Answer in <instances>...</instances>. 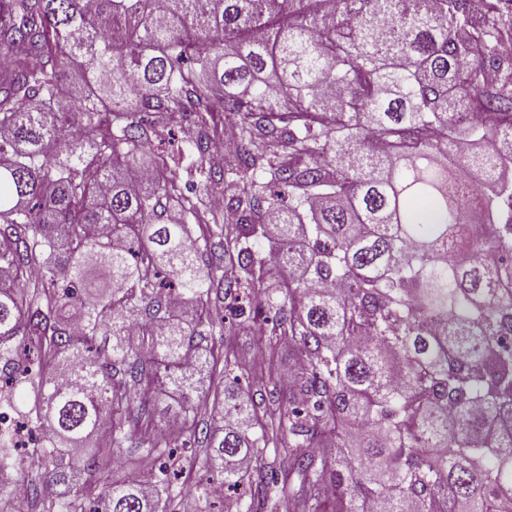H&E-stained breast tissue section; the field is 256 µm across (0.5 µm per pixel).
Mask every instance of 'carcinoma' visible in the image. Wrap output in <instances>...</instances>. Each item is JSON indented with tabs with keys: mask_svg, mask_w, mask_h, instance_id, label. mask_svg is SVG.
<instances>
[{
	"mask_svg": "<svg viewBox=\"0 0 512 512\" xmlns=\"http://www.w3.org/2000/svg\"><path fill=\"white\" fill-rule=\"evenodd\" d=\"M509 39L512 0H0V395L34 391L23 416L50 435L35 468L0 427V473L34 501L58 487L56 512H167L208 354L224 401L199 464L224 486L273 448L301 512L512 506ZM217 105L236 130L221 166ZM174 111L196 137L159 151ZM219 299L294 351L288 409L258 414L278 377L256 401L234 351L202 346ZM156 394L177 402L166 439Z\"/></svg>",
	"mask_w": 512,
	"mask_h": 512,
	"instance_id": "1",
	"label": "carcinoma"
}]
</instances>
